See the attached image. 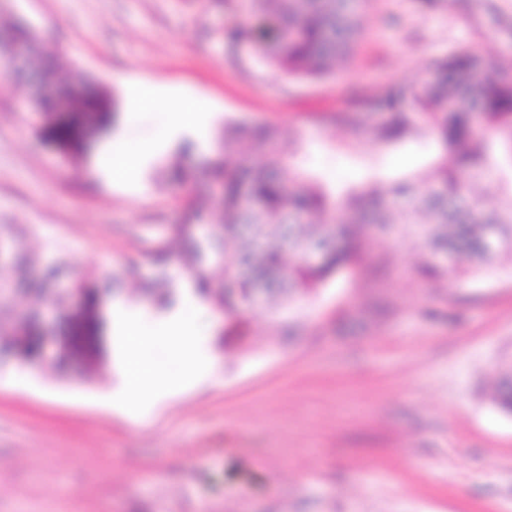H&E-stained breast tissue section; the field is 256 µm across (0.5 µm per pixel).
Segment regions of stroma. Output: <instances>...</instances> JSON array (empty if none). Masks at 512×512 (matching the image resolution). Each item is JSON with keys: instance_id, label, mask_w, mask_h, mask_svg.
Masks as SVG:
<instances>
[{"instance_id": "35a3bbf8", "label": "stroma", "mask_w": 512, "mask_h": 512, "mask_svg": "<svg viewBox=\"0 0 512 512\" xmlns=\"http://www.w3.org/2000/svg\"><path fill=\"white\" fill-rule=\"evenodd\" d=\"M0 19L30 25L63 77L84 72L117 100L65 157L37 132L27 85L0 74V224L33 226L68 254L62 281L110 283L153 330L167 315L146 304L144 255L180 218L159 168L184 142L209 152L225 124L278 125L302 140L291 167L340 197L430 174L440 145L422 129L374 139L379 113L331 130L323 115L463 49L512 68V0H369L354 52L317 80L225 43L229 24L258 23L246 0H0ZM143 75L205 99L204 127L127 120L121 82ZM143 139L152 152L112 186L98 156ZM420 256L408 239L372 243L365 262L388 265L387 287L345 271L238 331L207 310L208 381L159 394L135 422L112 407L114 335L95 381L75 362L0 363V512H512V416L491 400L512 369V257L450 283L421 281Z\"/></svg>"}]
</instances>
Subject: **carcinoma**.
Listing matches in <instances>:
<instances>
[{
    "instance_id": "carcinoma-1",
    "label": "carcinoma",
    "mask_w": 512,
    "mask_h": 512,
    "mask_svg": "<svg viewBox=\"0 0 512 512\" xmlns=\"http://www.w3.org/2000/svg\"><path fill=\"white\" fill-rule=\"evenodd\" d=\"M248 2L249 11L273 28L270 39L254 42L256 52L282 77L329 75L337 60L353 49L358 9L348 0ZM24 37L17 25H0V72L17 82L33 77L52 82L60 93L74 96L81 111L57 125L58 138L65 141L83 119L107 111L104 90L90 88L79 74L61 80L56 60L38 45L25 67H15L7 45ZM367 110L386 114L375 131L384 140L409 133L414 128L411 114L421 115L442 147L428 181L410 176L371 185L337 204L317 181L290 168L288 152L294 141L279 126L228 123L217 151L194 157L187 144L163 165L170 185L185 195L181 220L169 225L165 242L146 255L156 268L149 295L162 308L169 303L174 255L197 294L238 328L252 312L254 284L265 288L264 308L277 311L340 272L360 267L366 228L380 237L418 239L425 247L418 269L429 277L458 280L496 270L498 257L512 252V71L462 50L431 62L420 78L354 97L327 124L356 126ZM246 141L271 150L248 166L232 149ZM493 170L499 173L502 200L488 211L478 184ZM197 224L209 228L199 233ZM34 237L31 227L0 224V240L6 245L0 263V353L25 363L40 361V310L54 299L53 365L60 366L73 358V338L79 331L74 314L53 288L68 260L49 243L32 249L29 241ZM307 247L317 251L318 261H305ZM219 270L224 272L222 282ZM68 288L82 289L92 309L104 303L99 289L86 279L73 280ZM12 296L26 299V308L17 309ZM493 401L512 412L511 372L499 381Z\"/></svg>"
}]
</instances>
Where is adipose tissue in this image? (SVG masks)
<instances>
[{
	"mask_svg": "<svg viewBox=\"0 0 512 512\" xmlns=\"http://www.w3.org/2000/svg\"><path fill=\"white\" fill-rule=\"evenodd\" d=\"M207 109L203 99L163 93L158 85L148 79L132 82L127 88L129 114L164 112L179 128H200ZM110 315L120 328L121 389L113 399V406L119 413L142 412L157 398L159 391L177 394L202 377L204 363L197 355V336L185 320L171 319L164 332L180 362L177 373L165 376L146 355L156 340L155 335L149 334L141 320L123 304H112Z\"/></svg>",
	"mask_w": 512,
	"mask_h": 512,
	"instance_id": "ef3b65f1",
	"label": "adipose tissue"
}]
</instances>
